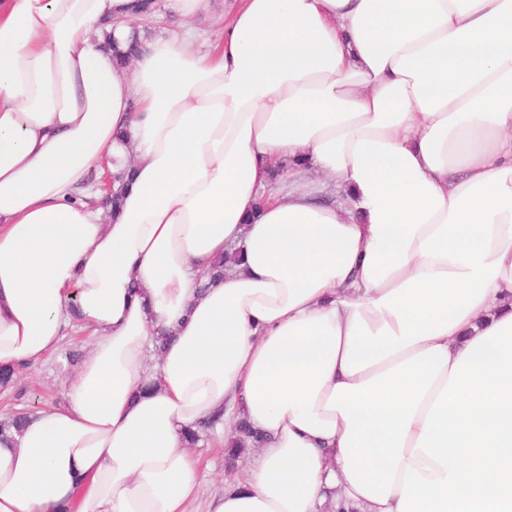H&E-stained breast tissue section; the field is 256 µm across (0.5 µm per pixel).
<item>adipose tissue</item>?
Instances as JSON below:
<instances>
[{"label":"adipose tissue","mask_w":512,"mask_h":512,"mask_svg":"<svg viewBox=\"0 0 512 512\" xmlns=\"http://www.w3.org/2000/svg\"><path fill=\"white\" fill-rule=\"evenodd\" d=\"M132 2L0 0V365L90 336L0 512H512V0H167L221 41L124 66ZM219 412L267 440L203 500Z\"/></svg>","instance_id":"adipose-tissue-1"}]
</instances>
